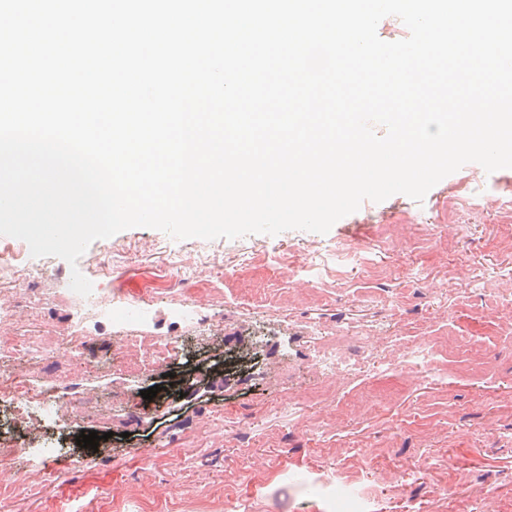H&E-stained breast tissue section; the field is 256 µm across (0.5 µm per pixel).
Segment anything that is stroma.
I'll use <instances>...</instances> for the list:
<instances>
[{"label": "stroma", "mask_w": 512, "mask_h": 512, "mask_svg": "<svg viewBox=\"0 0 512 512\" xmlns=\"http://www.w3.org/2000/svg\"><path fill=\"white\" fill-rule=\"evenodd\" d=\"M509 194L512 169L466 165L423 201H363L325 234L223 240L225 277L203 272L180 290L212 314L202 334L175 313L170 256L202 262L206 240L135 227L94 241L76 268L119 253L108 288L147 305L138 335L178 337L181 355L134 371L111 324L93 320L96 356L0 374L1 438L24 437L3 399L17 378L74 374L98 395L79 416L43 421L41 449L12 466L48 476L25 495L0 492V512H351L362 496L369 512H512V356L479 380L389 363L433 335L512 349V217L489 203ZM253 254L265 267L248 264ZM283 254L299 266L279 264ZM72 268L53 258L42 282L57 291L44 347L77 306L60 289ZM358 330L373 337L372 358L346 377L317 373L320 333ZM202 370L211 387L185 385ZM213 419L223 431L210 432ZM83 431L104 436L92 469Z\"/></svg>", "instance_id": "stroma-1"}]
</instances>
